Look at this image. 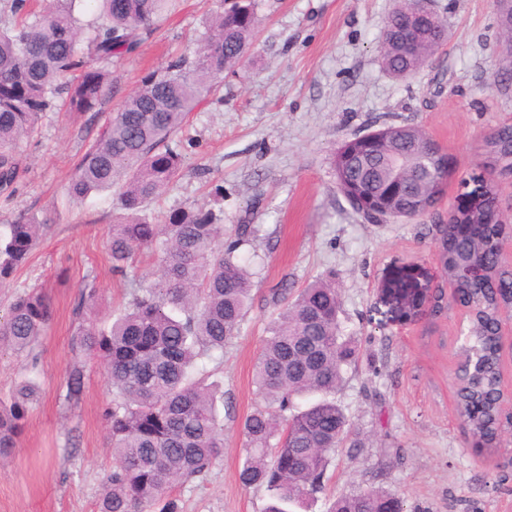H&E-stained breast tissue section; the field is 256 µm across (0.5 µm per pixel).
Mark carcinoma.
<instances>
[{"mask_svg": "<svg viewBox=\"0 0 512 512\" xmlns=\"http://www.w3.org/2000/svg\"><path fill=\"white\" fill-rule=\"evenodd\" d=\"M13 24L0 29V188L19 173L17 149L39 129L43 113L62 110L70 117L99 112L111 93L112 60L137 52L152 35L172 0H95L99 20L82 24L75 0H3ZM409 5L387 18L394 42L381 51L392 76H413L448 40L444 23L426 33L413 51L398 45ZM258 0H219L202 39L160 71L142 77L86 149L66 186L70 200L117 189L119 213L112 220L109 257L114 273L129 279L126 310L105 328L93 318L97 290L86 280L74 298L77 331L72 347L97 359L112 398L103 416L112 469L106 473L97 512H179L170 491L205 478L224 453V390L207 381L200 363L224 354L240 335L251 304L256 273L239 259V249L257 237L255 224L224 232V187L214 185L203 206L176 209L164 223L140 213L186 173L185 146L175 139L187 115L239 67L253 45ZM426 132L415 126H388L377 136L358 135L336 149L334 169L347 201L362 198L367 221L394 214L413 220L438 201V168L426 149ZM485 166L512 168V126L494 131L485 145ZM487 207L464 215L466 235L435 238L446 279L476 317L463 343L470 369L456 394L455 411L469 421L478 445L492 451L508 437L496 393L500 365L494 324L512 308V267L499 260L496 243L497 192L480 185ZM50 219L20 212L0 234V284L23 266ZM156 256L159 274L136 275L137 258ZM480 261L487 280L457 279V269ZM279 307L271 336L256 357L255 384L262 403L241 423L246 438L239 478L246 488L265 490L266 512H292L319 493L336 447L350 441V424L335 394L345 368L355 360L353 342L341 333V301L331 279L318 277L291 292L288 282L269 294ZM52 317L50 297L32 290L18 296L0 321V342L37 363L33 351ZM84 366L67 374L64 400L78 403L84 393ZM36 386L18 384L9 407H0V457L11 456L22 434ZM328 512H405L403 500L366 488L333 501Z\"/></svg>", "mask_w": 512, "mask_h": 512, "instance_id": "carcinoma-1", "label": "carcinoma"}]
</instances>
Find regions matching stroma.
I'll return each mask as SVG.
<instances>
[{"label":"stroma","instance_id":"1","mask_svg":"<svg viewBox=\"0 0 512 512\" xmlns=\"http://www.w3.org/2000/svg\"><path fill=\"white\" fill-rule=\"evenodd\" d=\"M216 0H178L138 55L112 62V94L94 117L46 113L39 133L20 149L14 193L0 191V225L22 211L51 218L28 263L0 285V317L13 297L43 288L54 319L26 371L0 352V403L32 376L39 398L12 458L0 460V512H97L101 481L112 465L103 369L86 363L85 392L63 404L75 361L71 305L86 278L99 289L102 315L118 314L129 283L113 274L108 239L115 197L102 191L80 203L64 185L85 150L148 71L199 40ZM394 0H259L254 45L243 67L191 112L178 134L188 167L153 202L145 218L206 201L224 187V227L256 224L259 237L242 254H258L256 287L240 336L220 360L205 364L224 388V455L206 480L177 486L183 512H264L268 497L241 485L245 460L240 423L261 397L253 366L274 318L269 291L281 282L304 287L332 274L340 290L344 335L357 356L336 394L357 448L337 449L322 494L308 512L334 498L379 487L407 512H512V479L501 466L512 448L475 451L455 413L453 374L458 338L468 327L457 306L432 312L444 280L430 224L460 202L463 183L485 159L486 137L512 124V79L502 66L492 0H428L449 41L412 77L382 66L378 47ZM416 126L451 159L447 190L433 214L415 221L371 223L336 185L333 151L387 126Z\"/></svg>","mask_w":512,"mask_h":512}]
</instances>
